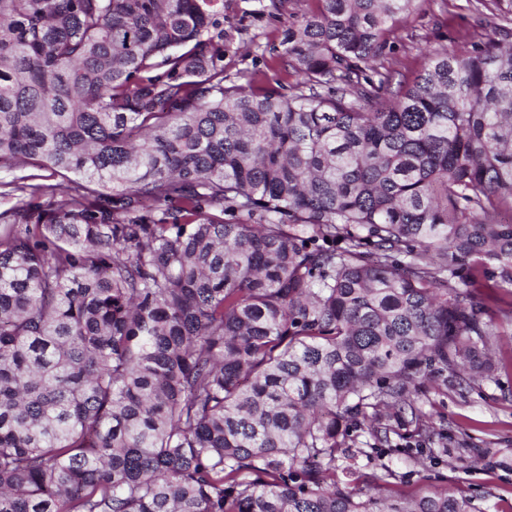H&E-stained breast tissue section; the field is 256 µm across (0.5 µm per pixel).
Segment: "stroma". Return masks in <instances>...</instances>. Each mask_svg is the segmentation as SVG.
I'll return each mask as SVG.
<instances>
[{"mask_svg": "<svg viewBox=\"0 0 512 512\" xmlns=\"http://www.w3.org/2000/svg\"><path fill=\"white\" fill-rule=\"evenodd\" d=\"M257 0H224V71L243 85L265 84L285 60L282 40L287 14H262ZM490 7L476 0H423L418 11L396 22L381 59L394 83H412L434 52L470 51L458 40L462 28L482 37H497ZM498 337L493 353L512 357V291H486ZM437 433L424 454L405 430L370 456H359L360 480L391 469L395 477L370 487L372 495L399 498L409 494L453 489L472 500L480 512H512V371H500L497 381L483 382L466 392L452 388L429 392Z\"/></svg>", "mask_w": 512, "mask_h": 512, "instance_id": "35a3bbf8", "label": "stroma"}]
</instances>
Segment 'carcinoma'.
<instances>
[{"mask_svg": "<svg viewBox=\"0 0 512 512\" xmlns=\"http://www.w3.org/2000/svg\"><path fill=\"white\" fill-rule=\"evenodd\" d=\"M289 94L224 74V0H0V512H477L350 486L357 417L496 381L512 43L381 92L418 0H300ZM379 79H373V76ZM29 174H35L40 175L35 180L32 181H25L26 183H32V184H43V185H55L59 182H61V179L58 177H53L50 174V171L47 170H39L34 169L30 167L25 168H2L0 169V183H8L12 181H16L19 177L29 175Z\"/></svg>", "mask_w": 512, "mask_h": 512, "instance_id": "cac0c4a2", "label": "carcinoma"}]
</instances>
